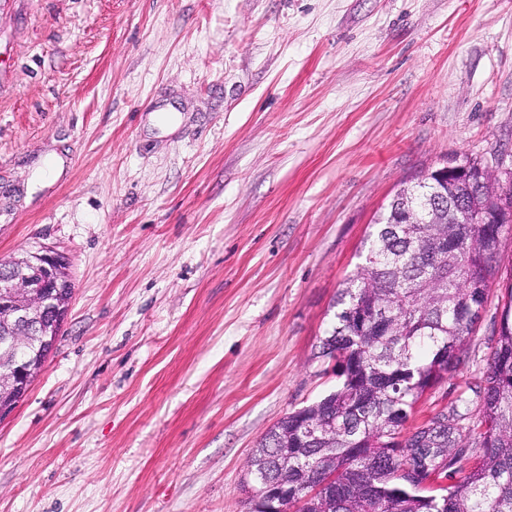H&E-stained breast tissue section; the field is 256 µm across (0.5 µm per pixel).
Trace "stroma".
Here are the masks:
<instances>
[{
    "label": "stroma",
    "instance_id": "35a3bbf8",
    "mask_svg": "<svg viewBox=\"0 0 512 512\" xmlns=\"http://www.w3.org/2000/svg\"><path fill=\"white\" fill-rule=\"evenodd\" d=\"M501 155L512 0H0V259L74 285L0 421V512H246L258 441L336 384L319 342L395 190ZM501 295L410 426L475 384Z\"/></svg>",
    "mask_w": 512,
    "mask_h": 512
}]
</instances>
